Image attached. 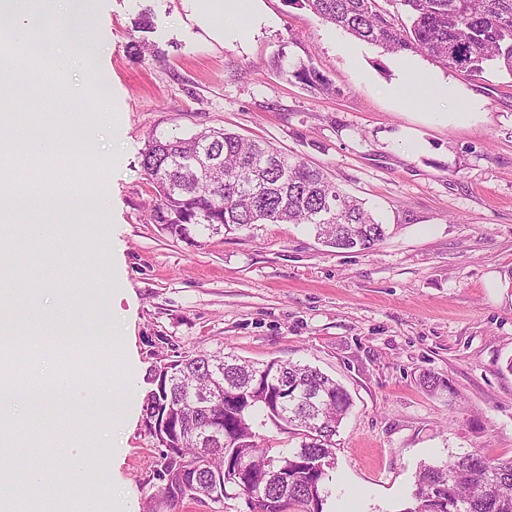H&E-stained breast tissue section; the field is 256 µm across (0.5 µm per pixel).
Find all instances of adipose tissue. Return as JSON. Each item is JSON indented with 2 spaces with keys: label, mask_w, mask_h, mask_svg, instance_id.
Listing matches in <instances>:
<instances>
[{
  "label": "adipose tissue",
  "mask_w": 512,
  "mask_h": 512,
  "mask_svg": "<svg viewBox=\"0 0 512 512\" xmlns=\"http://www.w3.org/2000/svg\"><path fill=\"white\" fill-rule=\"evenodd\" d=\"M196 17L207 26L216 40L239 32L244 18L255 11L259 0H194ZM30 0H0V40L27 45L30 34ZM41 11L53 15L55 31L42 59L47 68L71 71L92 63L99 55L98 46L88 38L90 13L86 0H40Z\"/></svg>",
  "instance_id": "adipose-tissue-1"
}]
</instances>
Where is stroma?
Wrapping results in <instances>:
<instances>
[{"mask_svg": "<svg viewBox=\"0 0 512 512\" xmlns=\"http://www.w3.org/2000/svg\"><path fill=\"white\" fill-rule=\"evenodd\" d=\"M259 22L217 42L186 0H91L94 41L105 52L89 70L46 75L40 51L21 50L13 135L27 138L75 118L97 125L102 160L89 173L104 198L86 194L82 214L29 208L42 224L16 266L45 268L14 279L15 326L89 329L122 299L120 341L136 377L132 419L89 437L88 456L114 447L107 486L131 512H147L159 483L158 442L142 410L147 375L172 348L224 349L263 363H307L341 382L353 406L335 437L328 512H404L420 463L474 449L512 455V77L470 79L416 54H385L284 0H261ZM148 12L156 56L135 61L134 22ZM310 69L330 92L296 73ZM428 75L451 84L470 120L421 103L412 85ZM226 129L271 142L323 167L387 227L375 249L341 253L306 224H253L192 246L149 218L156 189L141 165L149 135ZM449 382L426 391L424 373ZM54 495L30 499L52 512L55 496H90L92 472L65 455Z\"/></svg>", "mask_w": 512, "mask_h": 512, "instance_id": "stroma-1", "label": "stroma"}]
</instances>
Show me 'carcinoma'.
I'll return each instance as SVG.
<instances>
[{"label": "carcinoma", "mask_w": 512, "mask_h": 512, "mask_svg": "<svg viewBox=\"0 0 512 512\" xmlns=\"http://www.w3.org/2000/svg\"><path fill=\"white\" fill-rule=\"evenodd\" d=\"M306 8L353 38L385 54H421L469 76L493 67L512 76V0H284ZM212 151L219 163L205 177L191 158ZM142 166L160 196L150 219L170 237L196 238L250 224H308L325 246L370 250L386 228L362 202L344 193L323 171L264 141L235 132L202 130L189 137L147 138ZM167 388L148 380L144 412L166 418L157 439L153 472L179 488L186 468L195 475L171 512L204 503L219 472L225 498L253 497L262 512H325L334 470L333 437L352 406L339 382L307 364L270 360L258 366L234 355L175 352ZM269 425L298 440L288 450L258 441ZM48 480L61 478L56 448L43 431L32 438ZM414 506L405 512H512V457L478 451L422 463L415 474Z\"/></svg>", "instance_id": "1"}]
</instances>
